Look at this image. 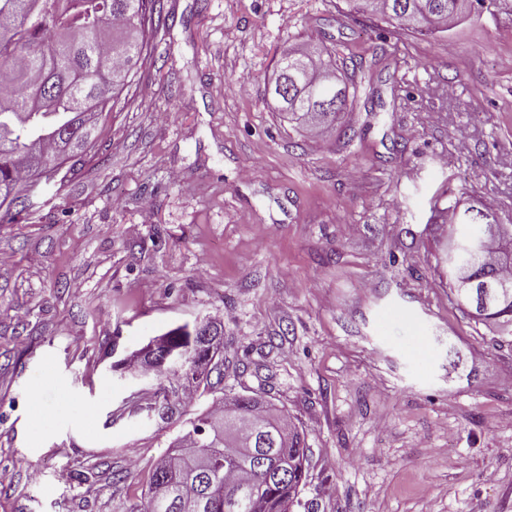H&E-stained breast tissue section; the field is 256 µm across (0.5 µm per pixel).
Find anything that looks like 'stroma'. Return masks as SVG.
Here are the masks:
<instances>
[{"label":"stroma","mask_w":512,"mask_h":512,"mask_svg":"<svg viewBox=\"0 0 512 512\" xmlns=\"http://www.w3.org/2000/svg\"><path fill=\"white\" fill-rule=\"evenodd\" d=\"M163 4L94 148L0 215V512L140 500L187 425L122 414L140 386L109 353L203 319L224 383L187 413L287 412L308 447L289 512H512V347L448 299L449 206L512 225V0L435 36L349 0ZM312 32L357 64L325 141L270 94Z\"/></svg>","instance_id":"35a3bbf8"}]
</instances>
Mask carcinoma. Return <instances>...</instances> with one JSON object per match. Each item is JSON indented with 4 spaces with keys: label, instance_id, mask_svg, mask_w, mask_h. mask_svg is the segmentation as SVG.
I'll list each match as a JSON object with an SVG mask.
<instances>
[{
    "label": "carcinoma",
    "instance_id": "carcinoma-1",
    "mask_svg": "<svg viewBox=\"0 0 512 512\" xmlns=\"http://www.w3.org/2000/svg\"><path fill=\"white\" fill-rule=\"evenodd\" d=\"M0 0V87L10 94L0 95V208H29V196L20 194L22 185L32 189L41 179L55 178L73 157L94 146V128L76 109L81 97L95 96L104 112L130 86L135 69L147 52L146 29L153 26L160 0ZM353 10L422 36L445 32L454 24L480 13L485 0H350ZM112 19L122 26L108 29ZM288 55L307 63L308 70L322 72L330 79L333 102L324 105L304 99L301 81L288 74L279 91L281 109L303 113L310 127L336 128L341 112L347 110L355 86L348 83L336 54L311 44L303 50L288 47ZM112 75V84L96 81L100 72ZM43 84L56 100L51 111L39 110L27 99L23 87ZM45 158L42 168L33 169L21 156L34 143ZM455 240L462 229L481 231L486 243L475 260L471 304L482 322L496 324L502 335L511 337L512 306H485L486 282L496 277L512 281V265L500 261L499 248L492 236L496 217L486 208L473 205L452 213ZM210 338H204L197 325L184 324L154 337L141 350L140 362L150 367L159 386L144 410L162 422L186 413L185 395L201 385L214 389L224 380V328L208 322ZM257 397L236 395L230 403L236 415L225 411L201 413L188 422L183 436L222 421L243 435L253 430L243 417ZM288 443L274 442L270 435H257L255 465L238 463L236 451L210 439L211 456L198 472L181 473V466L169 460L154 466L144 499L130 506L129 512H288L305 486L307 446L304 435L288 416H282Z\"/></svg>",
    "mask_w": 512,
    "mask_h": 512
}]
</instances>
